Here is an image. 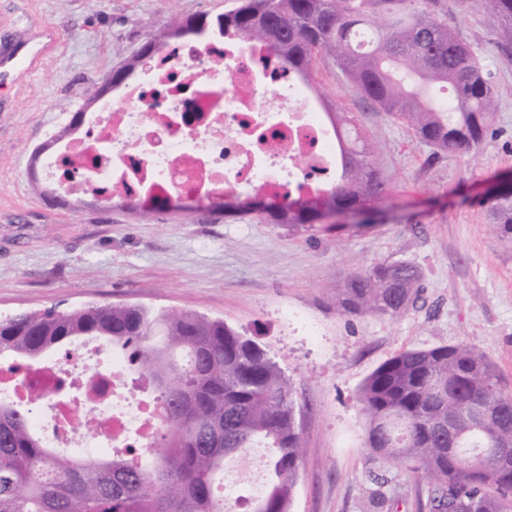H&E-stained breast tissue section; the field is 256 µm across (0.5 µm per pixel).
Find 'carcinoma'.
I'll list each match as a JSON object with an SVG mask.
<instances>
[{
    "label": "carcinoma",
    "mask_w": 512,
    "mask_h": 512,
    "mask_svg": "<svg viewBox=\"0 0 512 512\" xmlns=\"http://www.w3.org/2000/svg\"><path fill=\"white\" fill-rule=\"evenodd\" d=\"M488 2L497 49L512 57V0ZM216 29L266 43L302 77L319 56L332 57L351 91L435 151H477L496 111L482 49L448 25L439 0H234L214 18L176 19L162 34L144 33L123 71L132 72L142 53ZM445 86L453 100L443 111L434 93ZM328 116L341 139L340 177L313 197L263 207L270 223L316 224L324 212L372 211L382 202L376 150L351 119ZM106 201L141 217L172 206L170 197ZM488 218L512 241L511 181L490 188ZM418 281L409 263L364 267L345 285L343 305L395 315L414 303ZM81 336L124 353L162 397L155 448L142 464L63 456L42 445L25 410L1 404L0 512H230L220 492L224 462L260 444L272 448L269 479L261 495L243 499L244 512H288L302 448L296 405L289 379L257 342L196 313L103 304L1 317L0 360L36 361ZM360 402L367 446L417 464L429 489L418 509L512 512V395L476 350H403L370 374Z\"/></svg>",
    "instance_id": "cac0c4a2"
}]
</instances>
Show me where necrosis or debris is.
<instances>
[{
	"label": "necrosis or debris",
	"mask_w": 512,
	"mask_h": 512,
	"mask_svg": "<svg viewBox=\"0 0 512 512\" xmlns=\"http://www.w3.org/2000/svg\"><path fill=\"white\" fill-rule=\"evenodd\" d=\"M42 167L73 195L100 186L148 202L236 188L291 200L335 182L336 131L267 44L216 32L162 48ZM77 345V368L53 355L21 369L1 361L0 403L27 406L47 447L85 460L149 448L160 400L129 382L123 354L92 337Z\"/></svg>",
	"instance_id": "necrosis-or-debris-1"
}]
</instances>
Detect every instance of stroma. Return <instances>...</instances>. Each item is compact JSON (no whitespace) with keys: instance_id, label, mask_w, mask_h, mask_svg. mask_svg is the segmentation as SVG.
I'll return each instance as SVG.
<instances>
[{"instance_id":"1","label":"stroma","mask_w":512,"mask_h":512,"mask_svg":"<svg viewBox=\"0 0 512 512\" xmlns=\"http://www.w3.org/2000/svg\"><path fill=\"white\" fill-rule=\"evenodd\" d=\"M231 0H0V48L56 35L25 80L0 90V316L95 304H144L223 320L255 340L290 379L302 438L289 512H417L427 490L408 462L365 443V379L406 349L465 344L512 394V241L481 200L512 173V58L496 48L483 0H441L449 25L484 52L497 109L480 149L437 152L350 92L330 59L308 85L345 112L378 150L388 192L371 219L342 232L270 224L260 213L139 219L89 193L51 189L36 149L61 147L87 87L122 67L147 30L173 17L216 16ZM406 262L420 273L395 316L343 310L361 267ZM264 447L227 460L224 480H265Z\"/></svg>"}]
</instances>
